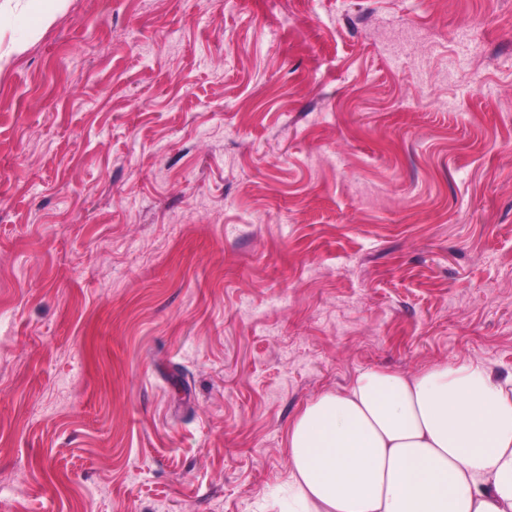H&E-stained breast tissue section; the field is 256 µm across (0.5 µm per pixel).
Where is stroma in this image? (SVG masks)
<instances>
[{
  "instance_id": "obj_1",
  "label": "stroma",
  "mask_w": 512,
  "mask_h": 512,
  "mask_svg": "<svg viewBox=\"0 0 512 512\" xmlns=\"http://www.w3.org/2000/svg\"><path fill=\"white\" fill-rule=\"evenodd\" d=\"M27 5L0 0V512H280L323 391L512 375V0Z\"/></svg>"
}]
</instances>
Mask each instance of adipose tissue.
Returning <instances> with one entry per match:
<instances>
[{"label": "adipose tissue", "mask_w": 512, "mask_h": 512, "mask_svg": "<svg viewBox=\"0 0 512 512\" xmlns=\"http://www.w3.org/2000/svg\"><path fill=\"white\" fill-rule=\"evenodd\" d=\"M287 444L285 512H512V376L480 362L362 370Z\"/></svg>", "instance_id": "adipose-tissue-1"}]
</instances>
